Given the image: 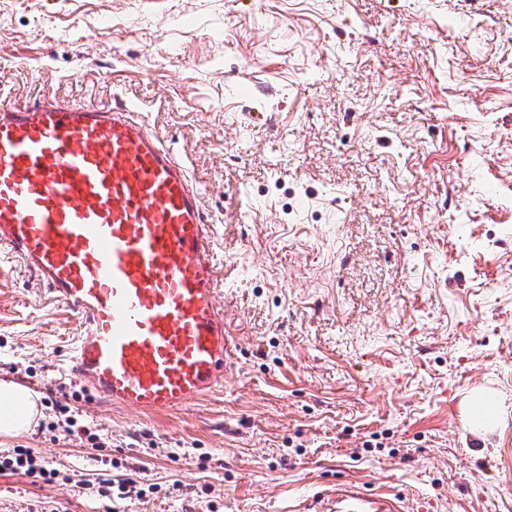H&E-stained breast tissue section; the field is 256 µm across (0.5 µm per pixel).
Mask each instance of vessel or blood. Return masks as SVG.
Returning <instances> with one entry per match:
<instances>
[{
	"instance_id": "b4317fda",
	"label": "vessel or blood",
	"mask_w": 512,
	"mask_h": 512,
	"mask_svg": "<svg viewBox=\"0 0 512 512\" xmlns=\"http://www.w3.org/2000/svg\"><path fill=\"white\" fill-rule=\"evenodd\" d=\"M0 250L82 320L72 375L96 400L186 407L224 381L211 226L187 167L128 103L0 107ZM343 512H393L344 494Z\"/></svg>"
}]
</instances>
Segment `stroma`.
Instances as JSON below:
<instances>
[{
    "mask_svg": "<svg viewBox=\"0 0 512 512\" xmlns=\"http://www.w3.org/2000/svg\"><path fill=\"white\" fill-rule=\"evenodd\" d=\"M45 98L186 164L231 354L182 409L90 401L79 317L0 264V380L103 442L0 436L63 476L0 512H512V0H0V104ZM337 491L345 493L341 494L344 498L341 502H345V506L342 507L344 510L336 512H394L387 501L357 498L350 490L343 488Z\"/></svg>",
    "mask_w": 512,
    "mask_h": 512,
    "instance_id": "35a3bbf8",
    "label": "stroma"
}]
</instances>
